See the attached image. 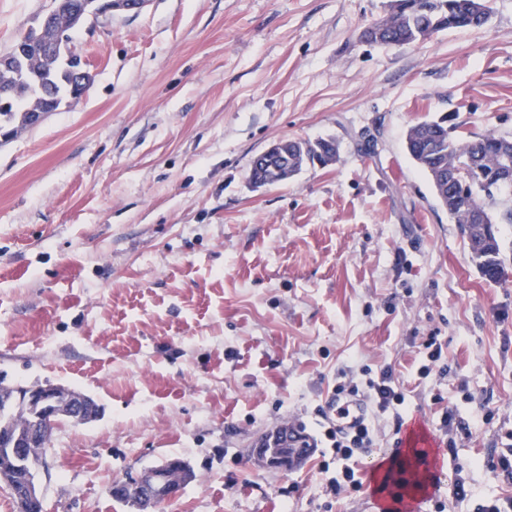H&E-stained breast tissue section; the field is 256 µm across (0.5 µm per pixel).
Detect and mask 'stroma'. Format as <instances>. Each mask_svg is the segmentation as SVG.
<instances>
[{
  "label": "stroma",
  "mask_w": 512,
  "mask_h": 512,
  "mask_svg": "<svg viewBox=\"0 0 512 512\" xmlns=\"http://www.w3.org/2000/svg\"><path fill=\"white\" fill-rule=\"evenodd\" d=\"M53 3L0 0V51ZM493 9L411 46L362 41L388 0H148L74 33L86 95L0 143V376L101 407L55 426L45 512H128L113 482L171 457L194 478L156 512H367V490L329 493L322 433L337 373L385 368L403 419L379 421L360 469L416 421L444 471L422 512L512 497L486 472L512 442V224L487 281L404 146L438 116L512 136V0ZM282 138L339 157L253 188ZM477 404L488 420L441 430ZM286 422L314 454L254 466L252 440ZM460 480L477 498L453 499Z\"/></svg>",
  "instance_id": "35a3bbf8"
}]
</instances>
